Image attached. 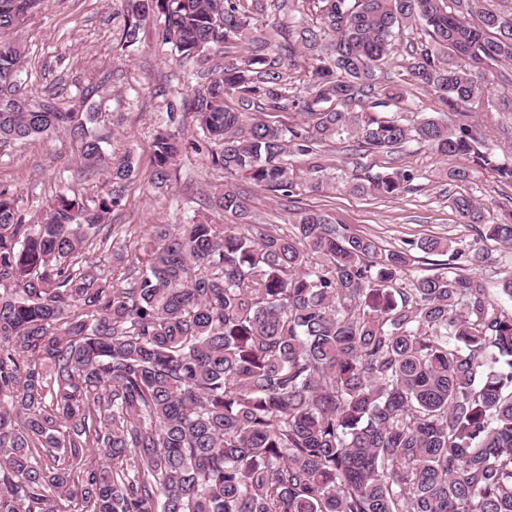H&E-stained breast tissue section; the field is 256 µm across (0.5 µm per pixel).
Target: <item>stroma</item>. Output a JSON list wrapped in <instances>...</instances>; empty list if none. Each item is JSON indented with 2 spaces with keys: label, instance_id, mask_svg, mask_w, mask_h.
I'll list each match as a JSON object with an SVG mask.
<instances>
[{
  "label": "stroma",
  "instance_id": "stroma-1",
  "mask_svg": "<svg viewBox=\"0 0 512 512\" xmlns=\"http://www.w3.org/2000/svg\"><path fill=\"white\" fill-rule=\"evenodd\" d=\"M161 22L158 12L149 13L138 43L127 47L122 40L126 16L119 0H43L11 34L24 49L21 77L30 98L56 91L68 101L83 99V111L95 115L93 129L107 139L108 156H131L136 172L123 206L109 221L121 225L125 239L133 243L148 237L153 225L181 223L186 209L205 210L225 184L223 171L190 150L183 152L166 187L149 183L155 130L169 104L192 95L189 67L179 61L172 45L163 43ZM473 118L482 124L500 159L512 162V112L478 111ZM327 151L336 163L329 188L305 190L291 202L247 188L259 222L282 226L296 211L323 210L383 248L398 249L427 237L472 241L474 226L461 223L449 204L458 193L482 204L490 221L512 217V184L499 182L494 172L481 168L467 181H448L454 159L431 149L414 146L390 156L362 154L332 143ZM400 165L416 175L411 190L400 197L375 198L347 186L353 175ZM105 184V170L87 169L78 144L66 133L0 151V189L18 195L20 208L33 222L57 193L91 200Z\"/></svg>",
  "mask_w": 512,
  "mask_h": 512
}]
</instances>
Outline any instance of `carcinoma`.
<instances>
[{
	"label": "carcinoma",
	"mask_w": 512,
	"mask_h": 512,
	"mask_svg": "<svg viewBox=\"0 0 512 512\" xmlns=\"http://www.w3.org/2000/svg\"><path fill=\"white\" fill-rule=\"evenodd\" d=\"M43 0H0V35ZM124 42L149 4L179 59L203 61L230 40L239 62L204 68L154 137L149 182L166 184L191 146L224 176L288 199L323 187L324 146L400 153L417 144L512 182L471 111L512 109L482 82H509L512 6L496 0H313L318 29L259 24L244 0H119ZM424 38L401 68L455 116L410 121L389 76L396 36ZM24 50L0 39V146L69 133L84 161L105 138L55 94L18 82ZM312 57L308 91L287 68ZM304 121L285 123L280 112ZM135 167L107 166L89 205L59 193L31 224L0 190V512H512V271L495 287L467 272L484 241L512 245V224L455 196L482 231L466 245L428 237L448 271L408 278L413 255L387 250L324 211L259 224L231 184L207 216L154 227L125 253L122 205ZM404 167L354 177L350 189L396 198ZM238 223L223 222L225 214ZM111 244L119 266L81 259Z\"/></svg>",
	"instance_id": "carcinoma-1"
}]
</instances>
